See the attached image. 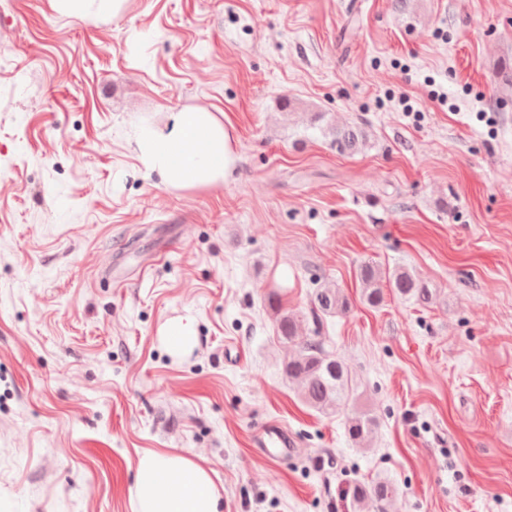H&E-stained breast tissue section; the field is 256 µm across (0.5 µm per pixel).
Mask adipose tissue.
Masks as SVG:
<instances>
[{"mask_svg": "<svg viewBox=\"0 0 512 512\" xmlns=\"http://www.w3.org/2000/svg\"><path fill=\"white\" fill-rule=\"evenodd\" d=\"M133 151L167 189L191 190L225 182L238 155L232 128L197 107L168 113L164 124L134 130ZM134 512H223L209 470L177 451H147L135 464Z\"/></svg>", "mask_w": 512, "mask_h": 512, "instance_id": "ef3b65f1", "label": "adipose tissue"}]
</instances>
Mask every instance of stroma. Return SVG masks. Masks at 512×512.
I'll return each mask as SVG.
<instances>
[{
    "label": "stroma",
    "mask_w": 512,
    "mask_h": 512,
    "mask_svg": "<svg viewBox=\"0 0 512 512\" xmlns=\"http://www.w3.org/2000/svg\"><path fill=\"white\" fill-rule=\"evenodd\" d=\"M510 66L512 0H0V512H133L148 450L212 470L224 512H352L378 479L387 512H512ZM198 106L237 168L166 189L128 139ZM332 124L366 146L336 153ZM367 262L436 300L368 306ZM324 284L361 445L299 400L267 310L311 330ZM179 316L182 358L158 334ZM59 11L80 16H107L118 12L122 0H54ZM159 337L167 351L175 356L190 352L197 336L190 318H176L167 321L159 330ZM376 426V418L368 410L353 412L347 417V434L349 438L361 443ZM291 446L287 435L279 426L271 424L263 430L260 447L263 448L266 455L270 457L285 456ZM396 493L395 485L388 480H379L371 485L354 483L350 489L351 506L354 512H383L385 503Z\"/></svg>",
    "instance_id": "1"
}]
</instances>
